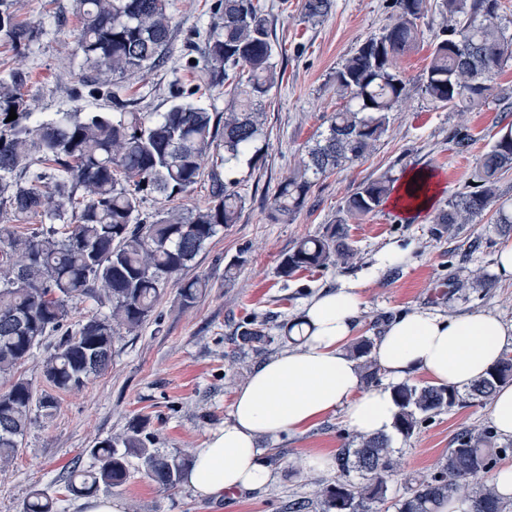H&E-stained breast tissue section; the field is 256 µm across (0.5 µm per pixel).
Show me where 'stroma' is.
I'll return each mask as SVG.
<instances>
[{
  "instance_id": "35a3bbf8",
  "label": "stroma",
  "mask_w": 512,
  "mask_h": 512,
  "mask_svg": "<svg viewBox=\"0 0 512 512\" xmlns=\"http://www.w3.org/2000/svg\"><path fill=\"white\" fill-rule=\"evenodd\" d=\"M214 0H170L175 21L167 62L116 86L121 99L133 100L146 112L169 105V87L180 82L195 104L212 112L229 101L226 88H210L201 79V59L191 58V40L206 35ZM273 20L275 61L282 79L265 101L263 136L232 172L245 199L238 223L214 238L190 263L183 279L208 276L206 292L189 307L182 306L175 286H168L150 320L137 333L121 334L114 343L107 372L78 390L58 392L51 417H37L12 464L0 468V512H23L35 489L53 487L57 512H80L79 500L66 489L74 467L94 464L93 445L145 421L155 445L170 453L194 452L212 430L228 418L231 404L255 368L279 351L302 343L289 336L303 306L319 291L343 282L363 284L364 306L357 336L379 338L397 317L424 308L445 317L489 311L512 322V282L497 272L496 255L508 236L496 222L498 206L512 205V170L497 184L495 204L468 224L434 223L435 210L472 186L481 155L497 139L499 129L512 125V60L494 76L495 87L483 107L473 112L439 108L424 96L412 95L391 112L386 133L362 160L346 164L315 181L304 208L282 223L272 216L279 183L298 164L308 145L325 129L327 118L343 101L333 75L368 38L390 21L393 0H334L327 17L311 24L302 19L303 0H262ZM420 19L423 39L398 67L413 80L424 77L431 41L444 30L448 15L442 0H427ZM19 20L38 24L39 40L24 54L0 45V72L20 67L30 75L36 117L48 120L59 112H115L112 101L88 86L75 52L78 22L72 0H18ZM472 137L468 151L459 152L454 135ZM415 169L433 170L439 180L434 210L405 216L382 206L349 226L357 251L345 265L303 271L283 278L278 265L302 238L325 232L344 200L364 181L390 172L402 180ZM209 181L168 200L148 195L144 216L194 210L206 205ZM389 248L404 252L403 261L382 265ZM242 259L233 282L224 268ZM483 276L486 287L473 289ZM251 319L263 321L270 343L242 345L237 327ZM489 404L463 400L424 423L411 438L396 437L391 446L398 473L390 484L394 497L405 495L413 480L430 475L449 448L466 431L490 427ZM356 433L337 414L302 434L282 433L259 441L262 459L275 479L264 490L234 493L216 501L198 500L186 485L165 490L135 475L119 492L127 512H292L295 500L311 496L325 471L299 469L301 458L316 450L337 453Z\"/></svg>"
}]
</instances>
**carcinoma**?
Masks as SVG:
<instances>
[{
  "instance_id": "cac0c4a2",
  "label": "carcinoma",
  "mask_w": 512,
  "mask_h": 512,
  "mask_svg": "<svg viewBox=\"0 0 512 512\" xmlns=\"http://www.w3.org/2000/svg\"><path fill=\"white\" fill-rule=\"evenodd\" d=\"M15 0H0V44L19 53L38 38L39 28L17 19ZM426 0H393L390 23L368 38L334 76L345 99L326 129L306 151L299 167L284 178L274 195L275 219L287 223L305 206L315 180L346 163L364 158L387 129L390 112L419 89L436 106L468 112L491 96V84L512 59V35L498 23L500 0H443L452 24L431 43V60L420 87L394 65L423 37L418 21ZM332 0H305L303 19L326 17ZM79 18L77 51L94 80L121 82L146 74L166 59L172 36L168 0H73ZM214 20L199 48L209 86L227 85L232 104L210 112L180 100L164 112L125 109L115 120L105 113L62 112L30 121L29 75L20 68L0 76V216L16 224L38 223L25 236L0 225V465L22 448L34 413L52 416L56 398L36 393L16 371L43 341L59 336L43 362L46 383L58 391L86 385L112 364L115 335L136 332L146 323L166 287L177 285L181 303L191 306L209 280L184 281L179 274L240 218L244 200L232 169L263 132L264 99L279 79L269 14L260 0H216ZM17 118L7 121L10 109ZM512 169V132L485 152L474 174V189L448 203L435 224H465L493 202L502 173ZM211 183L207 205L171 211L152 220L139 218L144 196L167 199L190 192L203 176ZM387 174L362 183L347 197L333 224L320 235L300 239L279 264L280 276L344 263L354 256L349 221L376 211L392 191ZM76 298L94 301L102 311L73 323ZM245 343H264V325L242 327ZM370 337L353 343L362 360L366 384L378 380ZM512 382V354L505 353L467 398L483 401ZM399 414L396 430L411 437L425 421L462 401L449 386L394 387ZM436 474L415 482L395 503L396 512H436L441 500L461 497L471 512H503L492 482H479L507 449L496 446L492 430L466 431ZM90 470L74 469L66 488L75 497L119 489L140 473L164 489H173L192 463L187 454L154 447L142 422L97 442L89 449ZM336 479L318 484V512H382L395 473L390 439L359 436L336 455ZM356 472L361 481L348 480ZM25 512H56L54 492L36 489Z\"/></svg>"
}]
</instances>
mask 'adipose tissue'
Returning <instances> with one entry per match:
<instances>
[{"instance_id":"1","label":"adipose tissue","mask_w":512,"mask_h":512,"mask_svg":"<svg viewBox=\"0 0 512 512\" xmlns=\"http://www.w3.org/2000/svg\"><path fill=\"white\" fill-rule=\"evenodd\" d=\"M360 288L349 281L320 291L303 309L306 344L251 373L223 426L197 449L185 474L196 496L219 499L269 485L273 473L261 459L262 437L301 433L339 412L356 432H389L397 413L392 383L423 373L435 383L467 388L512 348V323L494 313L446 318L417 309L391 322L374 349L390 385L364 388L357 362L345 350L361 312Z\"/></svg>"}]
</instances>
